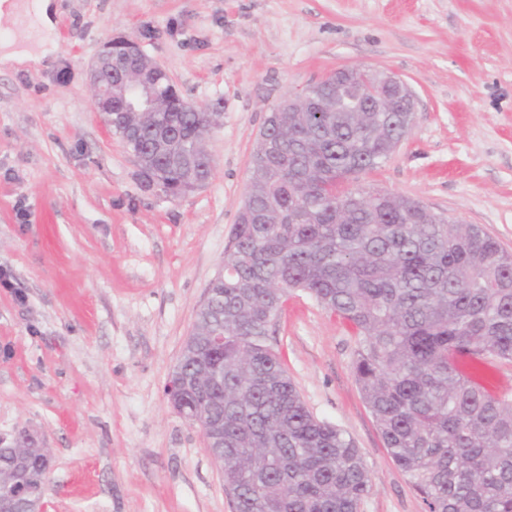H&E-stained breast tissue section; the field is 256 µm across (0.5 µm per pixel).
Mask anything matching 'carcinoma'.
<instances>
[{
	"label": "carcinoma",
	"mask_w": 512,
	"mask_h": 512,
	"mask_svg": "<svg viewBox=\"0 0 512 512\" xmlns=\"http://www.w3.org/2000/svg\"><path fill=\"white\" fill-rule=\"evenodd\" d=\"M168 100L146 113L139 176L180 194L214 170L200 149L207 114ZM409 131L403 112H278L277 153L256 146L249 204L238 217L214 303L199 309L183 359L211 385L184 392L186 419L216 418L224 447L212 457L233 487L235 512H358L370 491L363 454L306 407L269 328L302 290L348 323L354 370L384 448L424 512H512V396L490 392L479 371L512 361V254L475 224H447L416 201L347 186L378 168ZM224 333V345L209 342ZM32 473L46 484L31 444ZM14 449L0 448V488L16 481Z\"/></svg>",
	"instance_id": "obj_1"
}]
</instances>
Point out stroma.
Segmentation results:
<instances>
[{
  "label": "stroma",
  "mask_w": 512,
  "mask_h": 512,
  "mask_svg": "<svg viewBox=\"0 0 512 512\" xmlns=\"http://www.w3.org/2000/svg\"><path fill=\"white\" fill-rule=\"evenodd\" d=\"M39 67H0V435L52 451L47 512H233L165 393L244 204L271 109L336 69L405 80L410 133L360 187L475 224L512 253V0H55ZM140 42L220 103L214 173L171 198L97 114L88 63ZM308 409L361 449L359 512H422L356 382L352 328L302 291L269 330Z\"/></svg>",
  "instance_id": "1"
}]
</instances>
